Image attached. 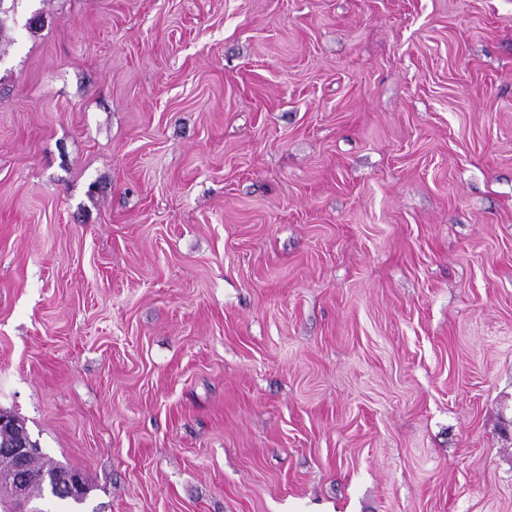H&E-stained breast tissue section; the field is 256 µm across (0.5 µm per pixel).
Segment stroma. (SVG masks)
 Wrapping results in <instances>:
<instances>
[{
    "label": "stroma",
    "mask_w": 512,
    "mask_h": 512,
    "mask_svg": "<svg viewBox=\"0 0 512 512\" xmlns=\"http://www.w3.org/2000/svg\"><path fill=\"white\" fill-rule=\"evenodd\" d=\"M0 411L85 512H512V0H5Z\"/></svg>",
    "instance_id": "stroma-1"
}]
</instances>
